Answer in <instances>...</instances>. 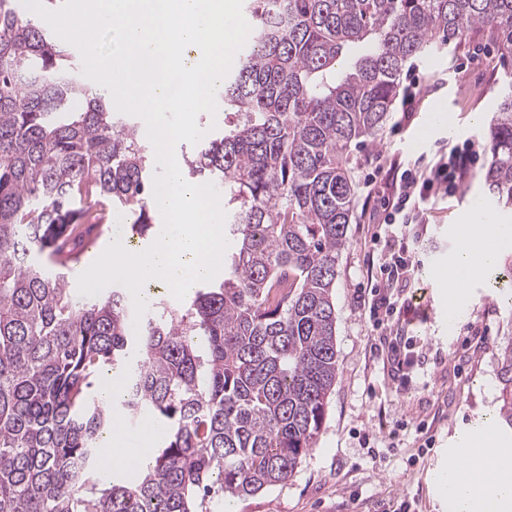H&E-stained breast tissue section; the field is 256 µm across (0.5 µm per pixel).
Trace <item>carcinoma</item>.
<instances>
[{
	"label": "carcinoma",
	"instance_id": "obj_1",
	"mask_svg": "<svg viewBox=\"0 0 512 512\" xmlns=\"http://www.w3.org/2000/svg\"><path fill=\"white\" fill-rule=\"evenodd\" d=\"M254 38L226 76L224 127L186 163L224 193V276L134 333L125 288L81 300L71 254L119 211L153 226L156 171L136 123L83 84L75 54L0 0V512H208L288 482L315 446L338 375L336 259L357 186L351 146L374 144L411 60L492 27L512 56V0H247ZM358 55L336 68L345 49ZM479 177L512 205V80L496 93ZM512 431V342L499 348ZM116 403L167 436L137 480L108 477L99 441Z\"/></svg>",
	"mask_w": 512,
	"mask_h": 512
}]
</instances>
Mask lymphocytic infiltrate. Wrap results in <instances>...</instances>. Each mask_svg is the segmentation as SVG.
Returning a JSON list of instances; mask_svg holds the SVG:
<instances>
[{"label":"lymphocytic infiltrate","mask_w":512,"mask_h":512,"mask_svg":"<svg viewBox=\"0 0 512 512\" xmlns=\"http://www.w3.org/2000/svg\"><path fill=\"white\" fill-rule=\"evenodd\" d=\"M471 169L472 150L468 147L440 153L428 168L415 165L405 169L393 184L389 212L373 235L383 250L362 302L378 337L372 350L382 358L393 380L407 382L420 361L405 331L414 313L403 296L414 270L410 241L419 224L425 223L432 201L454 193Z\"/></svg>","instance_id":"lymphocytic-infiltrate-1"}]
</instances>
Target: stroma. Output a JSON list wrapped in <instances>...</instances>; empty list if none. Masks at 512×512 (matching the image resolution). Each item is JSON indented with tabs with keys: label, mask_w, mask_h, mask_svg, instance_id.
<instances>
[{
	"label": "stroma",
	"mask_w": 512,
	"mask_h": 512,
	"mask_svg": "<svg viewBox=\"0 0 512 512\" xmlns=\"http://www.w3.org/2000/svg\"><path fill=\"white\" fill-rule=\"evenodd\" d=\"M411 68L427 87L410 122L391 112L379 143L355 148L351 155L359 190L336 265L339 370L324 427L286 484L234 500V512H392L402 495L417 500L420 512H445L436 477L449 449L471 431L479 414L499 405L497 350L512 339V306L499 300L483 275L461 293L464 320L449 323L441 316L448 289L437 279L459 247L458 229L467 221L472 199L486 193L478 178L468 177L459 193L439 201L411 243L417 266L406 297L417 316L410 334L424 356L413 383L399 386L370 351L374 333L358 299L369 286L371 259L380 253L372 243V215L383 199L368 196L364 182L395 164L405 167L420 158L432 165L438 152L467 141L480 147L476 164L484 166L482 132L512 58L501 54L484 27L434 57L415 60ZM470 325L486 335L484 349L464 346ZM403 415L410 423L399 432L394 423ZM429 439L434 446L427 451L423 445Z\"/></svg>",
	"instance_id": "stroma-1"
}]
</instances>
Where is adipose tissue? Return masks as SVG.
Segmentation results:
<instances>
[{
    "instance_id": "ef3b65f1",
    "label": "adipose tissue",
    "mask_w": 512,
    "mask_h": 512,
    "mask_svg": "<svg viewBox=\"0 0 512 512\" xmlns=\"http://www.w3.org/2000/svg\"><path fill=\"white\" fill-rule=\"evenodd\" d=\"M486 238L497 240V250L488 253L475 251V243ZM461 240L453 265L463 276L471 277L488 271L496 264L501 251L512 249V230L497 224L492 216L483 215L463 226ZM154 432L153 422H146L141 446L134 453L130 452L122 432L104 437L100 459L103 471L109 474L119 468L146 463ZM492 443V438L487 436L462 451H449L448 465L441 476L447 512H512V459L494 456L489 475L481 482L462 464L463 459L480 454Z\"/></svg>"
}]
</instances>
